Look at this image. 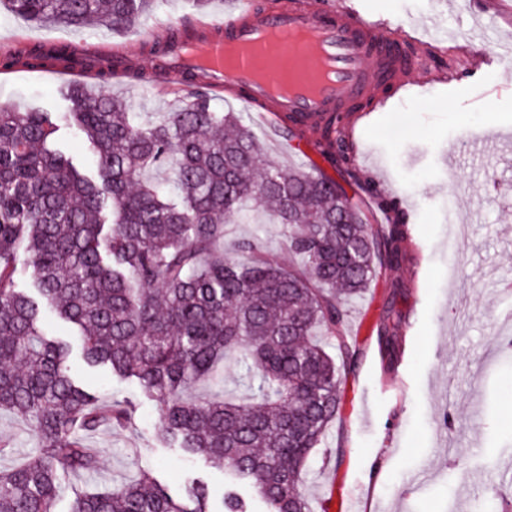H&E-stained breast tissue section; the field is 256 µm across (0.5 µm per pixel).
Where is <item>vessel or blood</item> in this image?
I'll use <instances>...</instances> for the list:
<instances>
[{
  "label": "vessel or blood",
  "instance_id": "obj_1",
  "mask_svg": "<svg viewBox=\"0 0 512 512\" xmlns=\"http://www.w3.org/2000/svg\"><path fill=\"white\" fill-rule=\"evenodd\" d=\"M235 3V10L224 17V38L174 49L166 78L179 81L187 61L195 60L204 68L209 85L242 89V103L257 110V119L263 123L270 116L259 111L258 105L272 99L278 111L309 119L321 112L342 114L344 130H352L361 115L358 102L386 87L399 94L413 93L411 78L428 61L415 33L395 34L391 26L357 11L324 8L307 0H298L285 10L264 11L257 8L256 0ZM298 32L310 36L307 49L324 74L318 82L302 75L288 82L275 71L259 75L255 62L246 55L233 66L225 64L228 51L246 52L263 47L273 34Z\"/></svg>",
  "mask_w": 512,
  "mask_h": 512
}]
</instances>
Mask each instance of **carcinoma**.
Segmentation results:
<instances>
[{"label":"carcinoma","instance_id":"cac0c4a2","mask_svg":"<svg viewBox=\"0 0 512 512\" xmlns=\"http://www.w3.org/2000/svg\"><path fill=\"white\" fill-rule=\"evenodd\" d=\"M32 23L120 33L155 0H6ZM97 70L107 85L133 69L119 46L103 53L74 44L6 48L0 69ZM71 111L0 106V410L25 419L34 454L0 470V512H56L62 474L98 469L102 450L87 437L134 419L127 402L101 401L69 372L71 346L47 338L42 308L53 307L82 337V357L131 378L162 403V439L224 470L232 486L224 512H248L233 487L246 486L265 512H311L306 464L339 410L343 377L358 353L345 336L348 302L377 268L408 259V225L398 204L375 196L388 222L367 224L344 185L373 182L338 152L342 181L321 171L284 170L262 153L233 112L208 92L170 90L175 104L148 121L122 100L81 83L66 87ZM90 143L82 171L55 147L60 122ZM336 138V114L313 128ZM163 171L168 193L144 178ZM286 230L297 262L259 256L240 239L223 248L227 226L246 205ZM29 269L35 299L16 288ZM398 324L378 330L383 361L397 358ZM334 341L336 354L326 351ZM246 368V399L190 397L218 379V365ZM71 512H210L199 485L195 506L175 500L143 473L117 490H87Z\"/></svg>","mask_w":512,"mask_h":512}]
</instances>
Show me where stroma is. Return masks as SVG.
I'll list each match as a JSON object with an SVG mask.
<instances>
[{"instance_id":"stroma-1","label":"stroma","mask_w":512,"mask_h":512,"mask_svg":"<svg viewBox=\"0 0 512 512\" xmlns=\"http://www.w3.org/2000/svg\"><path fill=\"white\" fill-rule=\"evenodd\" d=\"M385 21L402 31L433 26L430 67L414 80L426 100L396 96L377 106L371 122L351 135L356 168L379 189L398 196L417 248L412 265L377 270L365 292L347 308L344 334L362 352L341 385V405L309 463L305 493L312 512H502L494 488L512 487L504 467L512 457V196L489 199L487 175L512 180V149L461 155L448 170L450 148L472 133L512 138V72L496 59L474 56L486 16L498 20V50L512 54V0H327ZM233 0H159L148 17L120 35L104 29H71L26 22L0 6V48L53 38L79 45H118L136 51L137 77L118 76L110 93L127 100L143 119L167 111L162 82H145L155 60L142 53L143 32L163 33L200 14L220 24ZM459 28L457 36L448 31ZM66 81L46 69L0 73V103L22 111L65 112ZM219 109L240 113L266 156L283 168H314L335 175L308 136L255 121L234 91L221 89ZM230 237L255 236L259 247L287 255L281 225L263 212H248L230 225ZM401 319L400 354L384 369L378 326L387 312ZM45 332L68 342L72 374L89 392L131 402V425L92 435L102 449L94 475L61 480L56 512H70L76 492L116 488L147 472L183 498L199 483L209 490L211 512H220L224 475L201 458H189L162 442L160 404L136 381L92 371L81 358L77 331L43 310ZM11 446L0 469L36 446L29 426L0 412V437Z\"/></svg>"}]
</instances>
